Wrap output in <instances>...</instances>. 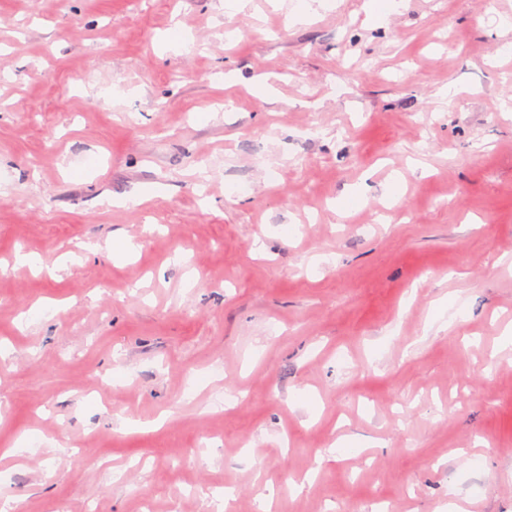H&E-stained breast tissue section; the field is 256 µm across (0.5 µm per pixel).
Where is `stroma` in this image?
I'll use <instances>...</instances> for the list:
<instances>
[{
  "label": "stroma",
  "mask_w": 512,
  "mask_h": 512,
  "mask_svg": "<svg viewBox=\"0 0 512 512\" xmlns=\"http://www.w3.org/2000/svg\"><path fill=\"white\" fill-rule=\"evenodd\" d=\"M302 3L0 0L13 512H512V0Z\"/></svg>",
  "instance_id": "obj_1"
}]
</instances>
